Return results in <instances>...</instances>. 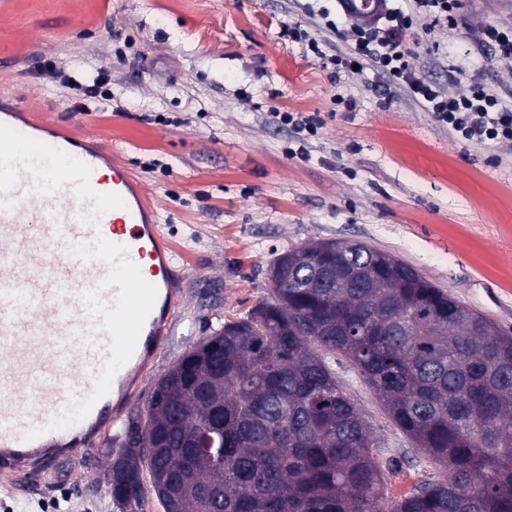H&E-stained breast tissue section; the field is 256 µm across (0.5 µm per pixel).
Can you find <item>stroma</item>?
Here are the masks:
<instances>
[{"instance_id":"35a3bbf8","label":"stroma","mask_w":512,"mask_h":512,"mask_svg":"<svg viewBox=\"0 0 512 512\" xmlns=\"http://www.w3.org/2000/svg\"><path fill=\"white\" fill-rule=\"evenodd\" d=\"M0 0V98L42 123L112 150L142 183L184 273L180 305L144 371L111 404L90 449L46 461L45 478L0 483V512H163L152 488L115 504L107 482L127 429L157 380L194 345L267 296L273 260L312 241L363 242L512 330V143L451 136L432 113L371 67L334 72L280 37L281 23L347 52L360 19L349 0ZM512 24V0H460L453 21L419 17L410 64L442 89L472 80L512 107V58L482 43ZM108 82L75 110L64 71ZM316 118L304 140L277 112ZM336 376L384 455L390 499L434 468L344 358Z\"/></svg>"}]
</instances>
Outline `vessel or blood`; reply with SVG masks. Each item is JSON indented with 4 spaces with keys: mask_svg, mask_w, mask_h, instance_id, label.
<instances>
[{
    "mask_svg": "<svg viewBox=\"0 0 512 512\" xmlns=\"http://www.w3.org/2000/svg\"><path fill=\"white\" fill-rule=\"evenodd\" d=\"M0 108V470L103 419L162 345L175 250L131 171Z\"/></svg>",
    "mask_w": 512,
    "mask_h": 512,
    "instance_id": "vessel-or-blood-1",
    "label": "vessel or blood"
}]
</instances>
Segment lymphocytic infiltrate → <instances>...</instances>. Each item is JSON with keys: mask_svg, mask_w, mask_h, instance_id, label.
<instances>
[{"mask_svg": "<svg viewBox=\"0 0 512 512\" xmlns=\"http://www.w3.org/2000/svg\"><path fill=\"white\" fill-rule=\"evenodd\" d=\"M413 10L390 9L381 25L355 30L348 56L326 57L321 39L308 30L282 25L281 34L289 42L302 45L316 58H329L334 67H347L369 61L377 71L407 89L412 98L433 112L437 121L459 138L478 144L512 143V109L502 107L498 97L482 82H473L467 94L453 95L437 84L416 76L409 64L405 40L418 14L435 21L454 20L458 0H413Z\"/></svg>", "mask_w": 512, "mask_h": 512, "instance_id": "lymphocytic-infiltrate-1", "label": "lymphocytic infiltrate"}]
</instances>
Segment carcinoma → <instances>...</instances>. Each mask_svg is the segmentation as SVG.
Here are the masks:
<instances>
[{"mask_svg": "<svg viewBox=\"0 0 512 512\" xmlns=\"http://www.w3.org/2000/svg\"><path fill=\"white\" fill-rule=\"evenodd\" d=\"M269 297L183 354L112 462L130 503L143 474L164 512H512V331L366 243L281 254ZM341 355L442 468L388 501L378 438L328 358ZM179 407L224 447L179 448ZM224 454V466L213 456Z\"/></svg>", "mask_w": 512, "mask_h": 512, "instance_id": "1", "label": "carcinoma"}]
</instances>
